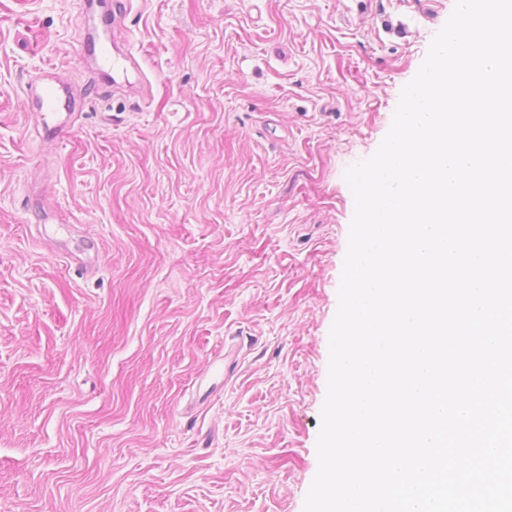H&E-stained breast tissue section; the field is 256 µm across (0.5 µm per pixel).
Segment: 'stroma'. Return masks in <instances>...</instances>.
<instances>
[{"label":"stroma","instance_id":"obj_1","mask_svg":"<svg viewBox=\"0 0 512 512\" xmlns=\"http://www.w3.org/2000/svg\"><path fill=\"white\" fill-rule=\"evenodd\" d=\"M0 0V512H304L355 211L454 0ZM81 96L58 141L22 106ZM102 66L112 71L113 84H118V80H122L127 76L128 70L138 67V62L132 50L127 47L122 54L114 55L105 48L100 58ZM24 107L29 111L40 112L44 131L56 135L67 124L59 116L70 117L76 112L77 100L63 74L56 67H49L28 82L24 92Z\"/></svg>","mask_w":512,"mask_h":512}]
</instances>
